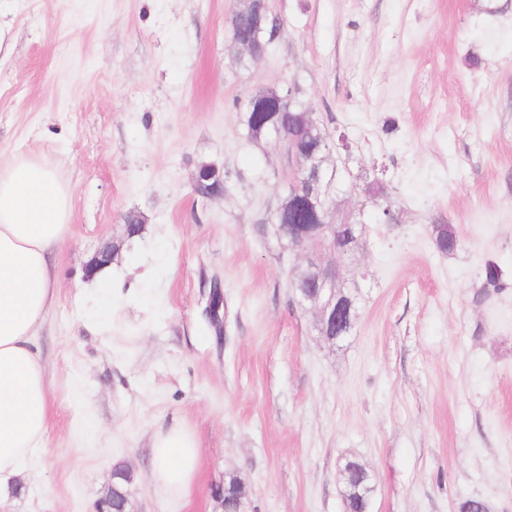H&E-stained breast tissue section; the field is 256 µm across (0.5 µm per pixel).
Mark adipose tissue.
<instances>
[{
	"instance_id": "adipose-tissue-1",
	"label": "adipose tissue",
	"mask_w": 512,
	"mask_h": 512,
	"mask_svg": "<svg viewBox=\"0 0 512 512\" xmlns=\"http://www.w3.org/2000/svg\"><path fill=\"white\" fill-rule=\"evenodd\" d=\"M70 188L38 157L0 166V487L26 466L48 432L49 380L35 337L54 303L53 256L70 229ZM153 480L184 494L199 470L196 439L183 424L152 438Z\"/></svg>"
}]
</instances>
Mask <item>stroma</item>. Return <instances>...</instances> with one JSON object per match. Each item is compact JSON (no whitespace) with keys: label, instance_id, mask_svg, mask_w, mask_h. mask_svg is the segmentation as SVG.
I'll use <instances>...</instances> for the list:
<instances>
[{"label":"stroma","instance_id":"35a3bbf8","mask_svg":"<svg viewBox=\"0 0 512 512\" xmlns=\"http://www.w3.org/2000/svg\"><path fill=\"white\" fill-rule=\"evenodd\" d=\"M265 3L280 29L254 58L230 40L240 0H0V164L36 155L71 188L36 338L49 430L0 512H97L119 463L129 512H222L232 475L245 512H344L348 458L368 512H512V0ZM291 87L326 135L331 218L362 227L340 268L358 319L333 344L295 301L303 260L264 229L294 163L243 124L251 93ZM203 163L224 193L196 192ZM106 245L108 313L86 273ZM176 420L199 445L182 497L151 478ZM432 236L436 248L444 253L454 251L461 244L455 229L449 224L433 225ZM207 312L214 323L216 335L224 334V293L219 286H215L209 295Z\"/></svg>","mask_w":512,"mask_h":512}]
</instances>
